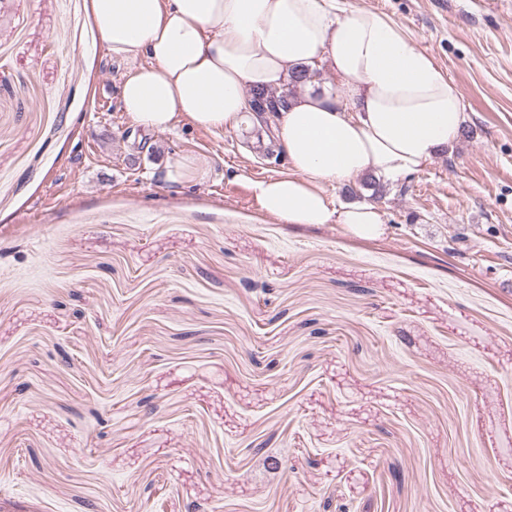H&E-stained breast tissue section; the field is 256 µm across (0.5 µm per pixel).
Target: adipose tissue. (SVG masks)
<instances>
[{"label": "adipose tissue", "instance_id": "obj_1", "mask_svg": "<svg viewBox=\"0 0 512 512\" xmlns=\"http://www.w3.org/2000/svg\"><path fill=\"white\" fill-rule=\"evenodd\" d=\"M112 57L135 61L121 84L136 126L175 122L232 130L250 119V90L285 88L325 67L340 87L309 79L271 118L287 174L257 181L260 210L286 224L387 231L370 203L334 205L326 185L364 174L399 179L453 145L462 95L435 60L383 12H341L337 0H90Z\"/></svg>", "mask_w": 512, "mask_h": 512}]
</instances>
